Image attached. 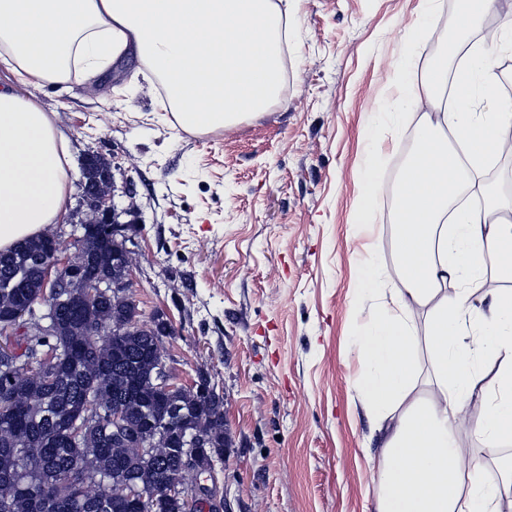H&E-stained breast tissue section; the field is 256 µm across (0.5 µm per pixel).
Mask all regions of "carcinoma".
I'll list each match as a JSON object with an SVG mask.
<instances>
[{
    "label": "carcinoma",
    "instance_id": "1",
    "mask_svg": "<svg viewBox=\"0 0 512 512\" xmlns=\"http://www.w3.org/2000/svg\"><path fill=\"white\" fill-rule=\"evenodd\" d=\"M47 239L39 234L0 251V317L17 309L29 319L42 313L34 302L40 292L38 259ZM124 250V242L112 243V250L97 255V261L112 267V277L120 279L124 266L112 261V254ZM131 296L102 300L91 310H82L81 322L88 320L111 326L103 336H65L59 340L38 329L19 335L16 345L21 354L16 377L14 411H0V512H33L30 502L38 500V512H129L128 496L138 488L152 493L166 484H182L190 472L182 466L174 440L160 439L151 455L143 453L137 435L114 437L112 406L122 407L127 428L145 430L146 415L156 427L183 423L204 435L208 445L197 467L211 466L224 460L229 447V432L224 421V396L210 388L203 396L198 390L177 389L164 395L157 391L154 359L165 358L164 338L169 324L154 314L144 321ZM75 352L76 368H66L55 383L41 386L42 357ZM91 395V412L107 428V435L80 443H70L59 433L56 418L65 414L76 401ZM28 449L20 462L14 449ZM89 459L105 466L104 479L89 484L82 492L77 508H68L57 498L62 481L72 473L77 462ZM25 474L27 492L18 494L17 468Z\"/></svg>",
    "mask_w": 512,
    "mask_h": 512
}]
</instances>
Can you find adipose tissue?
<instances>
[{"instance_id": "ef3b65f1", "label": "adipose tissue", "mask_w": 512, "mask_h": 512, "mask_svg": "<svg viewBox=\"0 0 512 512\" xmlns=\"http://www.w3.org/2000/svg\"><path fill=\"white\" fill-rule=\"evenodd\" d=\"M494 3L463 0L445 47L451 60L477 56L476 66L453 77L436 66L419 80L407 59L392 64L403 104L421 119L394 191L398 286L354 336L379 447L376 512H501L512 492V470L500 482L479 478L458 440L475 405L488 447L512 442V198L482 175L491 159L512 155V140L500 133L504 112L471 109L474 96L498 97L491 51L512 37V17L486 30L483 55L468 41ZM288 14L276 0H0V60L18 76L64 86L73 70L97 77L132 50L163 79L183 127L221 128L278 95ZM68 156L53 116L0 89V250L58 220ZM491 263L510 286L491 295L484 316L472 285Z\"/></svg>"}]
</instances>
